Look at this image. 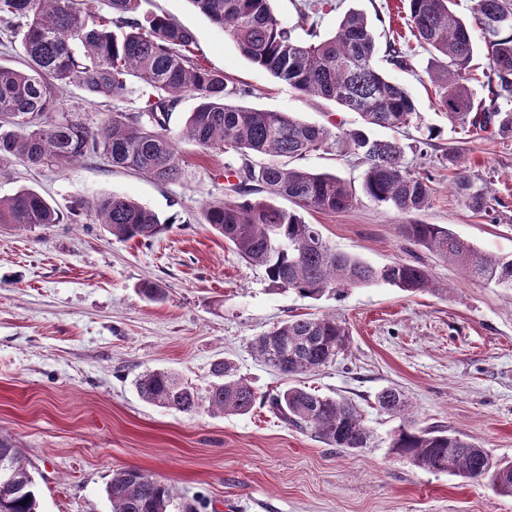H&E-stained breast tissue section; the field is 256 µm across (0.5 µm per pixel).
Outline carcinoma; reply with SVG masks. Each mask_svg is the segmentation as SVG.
Returning <instances> with one entry per match:
<instances>
[{"label":"carcinoma","instance_id":"1","mask_svg":"<svg viewBox=\"0 0 512 512\" xmlns=\"http://www.w3.org/2000/svg\"><path fill=\"white\" fill-rule=\"evenodd\" d=\"M112 17H104L98 0H0V28L13 33L24 28L22 66L10 55L0 60V160L21 159L32 166L65 168L86 159L102 160L143 174L158 182H175L182 174L177 142L204 150L234 151L270 157H302L334 144L354 155L363 166L364 193L401 214L429 206L431 176L408 169L402 147L371 137L367 129L421 128L414 98L375 64L378 45L363 13L349 10L334 33L320 37L316 17L322 0H301L298 18L310 24L308 38L297 37L273 12L270 0H190L210 21L224 28L245 58L275 78L313 98L333 101L360 114L364 126L332 133L285 112L233 105L243 93L230 87L224 75L206 68L194 54L192 32L166 16H140L142 0H106ZM451 0H408L411 34L433 55L432 73L439 89L438 105L450 119L502 139L512 138V108L474 107L469 83L478 80L471 66L478 49L473 27L481 32L490 71L493 101L512 104V0H474L470 24L456 16ZM133 76L155 92L140 112L107 111L97 126L75 118L60 89L76 85L92 96L122 101L131 92ZM185 94L199 103L176 135L168 129L169 112ZM238 179L236 201L204 206L203 223L210 225L249 265L264 269L273 286L318 299L357 285L386 283L403 292L445 296L448 286L435 280L423 265L394 262L374 267L337 252L319 230L306 223L302 211L339 212L351 208L356 195L339 176L274 162L227 166ZM456 186L466 192L468 206L481 211L486 195L472 191L463 172ZM266 192L295 205L286 210ZM73 216L100 224L118 240H154L170 222L151 208L123 194H107L71 205ZM60 222L58 211L38 192L22 188L0 198V224L15 229ZM399 233L439 258L458 266L467 276L500 288H512V256L480 251L440 224L411 222ZM349 332L333 315L288 319L251 344L255 357L280 374L293 377L315 372L332 362L347 345ZM215 381L199 396L177 375L147 370L136 379L145 402L190 413L202 404L223 414L244 415L256 396L237 375L232 362L212 364ZM385 412L401 418L390 435L391 454L433 473H452L489 480L495 491L512 497V460L490 462L489 451L462 435L438 427L422 428L409 416L402 392L386 388L377 394ZM271 411L284 423L310 430L324 443L345 451L370 447L372 435L359 406L347 399L321 396L288 387L269 400ZM112 512H170L174 495L161 481L135 468L112 473L106 485ZM35 481L21 465L12 440L0 436V512H38Z\"/></svg>","mask_w":512,"mask_h":512}]
</instances>
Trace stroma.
Returning <instances> with one entry per match:
<instances>
[{
  "label": "stroma",
  "mask_w": 512,
  "mask_h": 512,
  "mask_svg": "<svg viewBox=\"0 0 512 512\" xmlns=\"http://www.w3.org/2000/svg\"><path fill=\"white\" fill-rule=\"evenodd\" d=\"M318 29L329 35L350 9L363 11L379 43L399 40L407 66L390 70L413 96L424 126L372 128L398 141L405 163L429 173L436 191L412 219L441 224L479 249L512 255V139L463 128L436 100L431 56L398 18L401 0H333ZM190 30L203 64L242 88L233 104L330 129H357V113L302 95L249 62L190 0H142ZM461 147L472 188L486 189L487 210L467 206L448 168ZM184 175L153 180L102 162L60 169L0 163V197L34 189L59 209V223L15 230L0 225V435L15 444L32 474L41 512H112L105 487L114 470L136 468L170 486L172 512H512V497L484 480L431 473L392 455L399 424L376 403L386 388L408 399L419 426H438L512 460V288L468 278L402 237L410 217L361 193L363 167L337 147L308 153L298 167L333 173L358 193L352 208L307 212L323 239L381 267L422 262L447 297L409 294L378 283L320 299L274 287L202 222L205 204L237 200L224 165L234 156L180 143ZM119 193L171 219L156 240L120 241L101 225L66 212L73 200ZM164 289L152 301L144 284ZM339 316L349 330L344 351L320 371L285 378L256 360L252 340L295 316ZM233 361L256 393L252 411L182 413L143 401L135 379L168 369L199 393L211 365ZM294 385L358 404L372 447L342 452L283 423L269 395Z\"/></svg>",
  "instance_id": "stroma-1"
}]
</instances>
